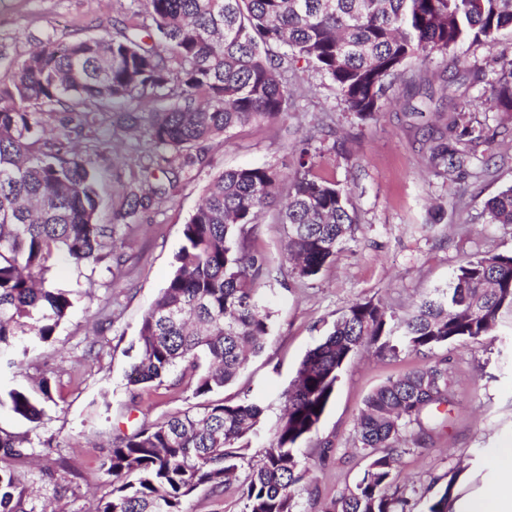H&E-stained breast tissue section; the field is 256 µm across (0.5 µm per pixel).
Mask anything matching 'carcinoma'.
<instances>
[{
  "label": "carcinoma",
  "instance_id": "1",
  "mask_svg": "<svg viewBox=\"0 0 512 512\" xmlns=\"http://www.w3.org/2000/svg\"><path fill=\"white\" fill-rule=\"evenodd\" d=\"M156 40L142 44L144 26L131 22L119 39L46 40L16 63L11 105L0 107V355L18 341H49L68 317L71 293L51 271L66 262L95 265L112 255L113 224L99 221L98 161L76 134L100 142L88 114L131 104L150 115L151 141L181 152L250 123L288 117V67L303 60L326 76L348 111L372 119L382 99L404 81L407 63L456 54L467 42L494 49L512 42V0H139ZM497 107L512 112V65L492 71ZM73 112L63 130L44 138V109ZM450 136L431 140L429 161L454 180L485 127L471 109L453 108ZM278 176L267 167L225 170L205 187L184 225L176 267L143 315L135 360L127 374L133 392L172 378L201 402L112 440L100 467L110 493L92 512H185L199 488L222 493L239 470L242 512H307L303 494L318 496L317 463L299 445L317 429L340 374L361 349L381 354L432 351L478 341L512 314V253H486L454 273L448 289L424 299L401 320L379 302L352 303L301 361L285 393V413L257 457L245 440L256 434L263 408L247 399H208L229 385L248 357L267 342L273 312L266 301L269 260L249 248L259 213L277 196ZM157 190H129L114 216L126 220L148 207ZM494 224H512V185L485 205ZM288 238L287 259L301 279L317 276L352 232L356 216L346 191L315 172L309 148L299 151L288 197L276 215ZM40 397L8 392L11 411L41 419L40 400L52 398L48 378ZM455 388L446 360L414 368L378 386L358 422L369 463L352 487L337 492L323 512H413L394 487V454L416 425L432 435ZM25 441L0 430V512H27L25 476L12 462ZM454 479L423 512H447Z\"/></svg>",
  "mask_w": 512,
  "mask_h": 512
}]
</instances>
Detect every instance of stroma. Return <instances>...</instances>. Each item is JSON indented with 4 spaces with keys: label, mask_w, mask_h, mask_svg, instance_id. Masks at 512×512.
Here are the masks:
<instances>
[{
    "label": "stroma",
    "mask_w": 512,
    "mask_h": 512,
    "mask_svg": "<svg viewBox=\"0 0 512 512\" xmlns=\"http://www.w3.org/2000/svg\"><path fill=\"white\" fill-rule=\"evenodd\" d=\"M133 0H0V89L9 88L15 64L41 41L120 37ZM454 70L452 55H432L407 67L408 83L391 89L381 112L369 120L348 112L336 87L305 62L287 73L293 108L286 121L252 123L199 143L183 154L157 148L145 129L125 127L118 111L97 114L107 142L101 164V223L128 187L162 188L160 200L140 211L112 244L110 259L95 268L58 266L57 287L73 292V307L49 343L29 351L22 366L0 368V428L27 436V456L14 467L32 494L27 512H91L94 498L110 490L100 467L99 429L127 432L193 405L190 390L171 382L130 394L128 350L139 322L165 287L183 245V228L209 178L221 171L268 166L287 193L302 140L316 150L320 175L343 187L358 222L332 262L314 278L294 276L285 260L287 239L275 208L258 218L251 249L266 255L276 272L269 295L275 310L264 350L250 357L241 376L216 399L249 398L263 409L251 454L273 437L284 393L308 350L354 302H382L394 315L420 297L447 287L469 259L512 252V225L489 223L486 201L512 184V112H478L489 140L469 168L448 182L430 167L424 136L444 130L448 99L443 80ZM439 358L447 359L457 403L443 428L416 444L418 428L405 434L395 463L396 486L411 499L434 497L451 487L448 512L481 488L496 449L512 445V318L477 342H455L426 354L389 357L368 350L343 370L335 395L305 456L327 457L318 469L321 512L338 490L353 485L367 460L358 441L366 397L389 379ZM48 377L52 398L39 422L2 407L10 390H36ZM64 469L68 489L56 493L44 469Z\"/></svg>",
    "instance_id": "obj_1"
}]
</instances>
